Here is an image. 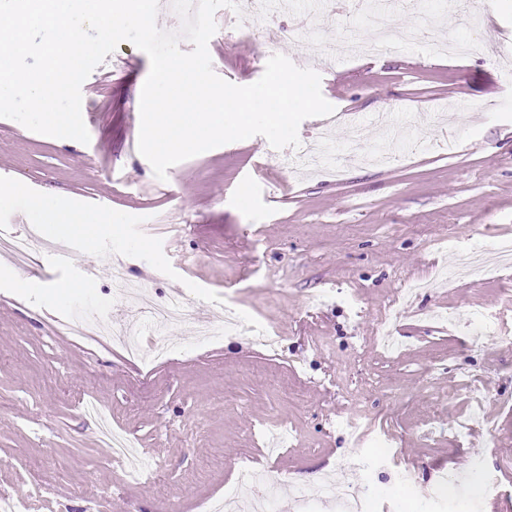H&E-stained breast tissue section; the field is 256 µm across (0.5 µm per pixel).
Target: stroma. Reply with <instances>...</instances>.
Returning <instances> with one entry per match:
<instances>
[{"label":"stroma","mask_w":512,"mask_h":512,"mask_svg":"<svg viewBox=\"0 0 512 512\" xmlns=\"http://www.w3.org/2000/svg\"><path fill=\"white\" fill-rule=\"evenodd\" d=\"M322 2L327 18L301 45L245 38L253 0L218 9L211 41L223 52L213 69L245 86L282 53L320 74L336 112L403 114L388 164L298 176L256 135L159 180L129 147L150 60L127 41L88 77L89 143L0 118V185L18 186L13 207L43 195L112 227L89 239L33 214L15 232L32 226L70 245L71 266L26 279L0 263V495L23 512H201L204 500L230 497L244 460L284 475L273 512H339L329 498L300 508L294 498L350 458L365 463L348 477L376 490L373 512H485L496 497L512 512V310L501 307L512 269L480 283L435 277L470 247L512 237V43L497 58L452 60L427 36L321 64L314 44L356 21L352 7ZM477 2L488 12L477 28L408 2L393 26L499 43L512 0ZM91 263L98 274L87 280L81 268ZM116 271L135 284L150 276L146 295L158 304L181 294L217 320L235 309L276 332L279 348L242 333L204 341L189 321L165 331L173 352L147 369L118 345L71 334L87 309L126 316L112 294ZM389 308L394 354L375 338ZM448 311L499 318L502 333L471 341L434 320ZM86 398L138 440L141 472L113 458ZM475 412L484 426L457 436ZM451 473L460 487H444Z\"/></svg>","instance_id":"obj_1"}]
</instances>
